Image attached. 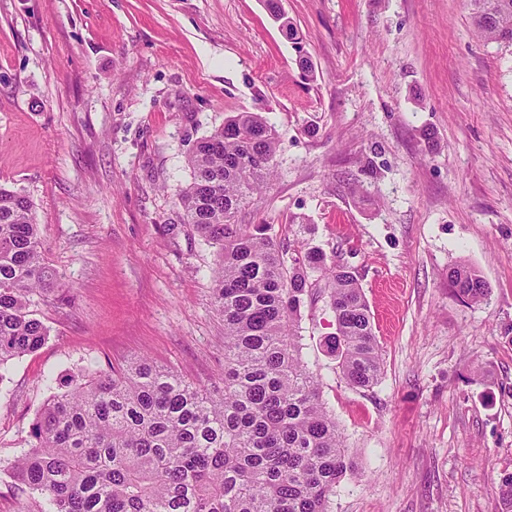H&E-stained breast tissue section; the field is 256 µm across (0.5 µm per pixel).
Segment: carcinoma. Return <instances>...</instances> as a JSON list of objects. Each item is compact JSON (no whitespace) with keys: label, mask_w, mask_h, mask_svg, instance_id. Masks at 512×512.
I'll return each instance as SVG.
<instances>
[{"label":"carcinoma","mask_w":512,"mask_h":512,"mask_svg":"<svg viewBox=\"0 0 512 512\" xmlns=\"http://www.w3.org/2000/svg\"><path fill=\"white\" fill-rule=\"evenodd\" d=\"M288 37L279 0H265ZM487 41L512 33V0H467ZM280 139L257 112H240L197 141L179 203L214 248V305L224 318V385L182 380L141 358L110 374L79 373L32 425L12 469L41 497L38 512H329L355 464L304 367L301 308L319 272L330 286L336 332L328 347L346 383L376 385L383 369L370 307L354 272L317 248L286 249L270 224L239 213L277 167ZM55 276L41 251L31 200L0 187V381L37 350L48 327L32 297ZM453 293L488 300L473 267L448 271Z\"/></svg>","instance_id":"1"}]
</instances>
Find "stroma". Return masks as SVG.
<instances>
[{"instance_id":"1","label":"stroma","mask_w":512,"mask_h":512,"mask_svg":"<svg viewBox=\"0 0 512 512\" xmlns=\"http://www.w3.org/2000/svg\"><path fill=\"white\" fill-rule=\"evenodd\" d=\"M281 3L298 40L263 0H0V186L32 201L58 279L33 305L46 342L0 382V512L38 503L11 466L73 375L146 357L220 385L214 254L177 195L192 145L245 111L280 150L240 223L349 266L382 353L377 385L345 382L318 280L301 357L357 466L330 512H505L512 46L481 39L466 0ZM461 263L486 302L454 295ZM448 283L453 293L463 300L480 303L490 296L488 282L475 268L466 264L456 265L448 271Z\"/></svg>"}]
</instances>
